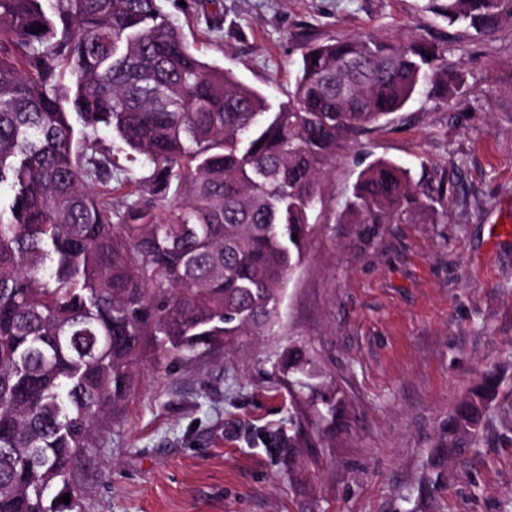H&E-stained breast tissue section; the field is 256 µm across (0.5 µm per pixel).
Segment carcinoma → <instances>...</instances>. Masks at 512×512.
Returning a JSON list of instances; mask_svg holds the SVG:
<instances>
[{
	"instance_id": "obj_1",
	"label": "carcinoma",
	"mask_w": 512,
	"mask_h": 512,
	"mask_svg": "<svg viewBox=\"0 0 512 512\" xmlns=\"http://www.w3.org/2000/svg\"><path fill=\"white\" fill-rule=\"evenodd\" d=\"M429 9L475 36L512 21V0ZM446 54L419 38H329L274 106L202 60L159 0H0V512H77L74 464L138 365L273 329L319 223L320 179L423 83L454 99L464 78ZM100 131L145 170L120 206L98 189L117 168ZM447 194L379 160L338 223H417ZM278 365L336 414L304 348ZM498 386L487 375L462 400L441 451L477 432Z\"/></svg>"
}]
</instances>
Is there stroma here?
<instances>
[{"instance_id": "stroma-1", "label": "stroma", "mask_w": 512, "mask_h": 512, "mask_svg": "<svg viewBox=\"0 0 512 512\" xmlns=\"http://www.w3.org/2000/svg\"><path fill=\"white\" fill-rule=\"evenodd\" d=\"M205 61L287 100L309 40L357 32L443 43L465 78L447 105L414 96L320 182L324 207L270 334L141 366L134 393L74 471L81 512H512V23L474 37L427 0H223L224 30L160 0ZM135 199L143 171L110 133ZM385 159L453 188L432 220L339 224L359 174ZM304 346L335 418L277 367ZM501 383L476 437L436 458L441 430L484 374ZM275 434L280 444H264ZM445 474L427 494L433 461Z\"/></svg>"}]
</instances>
